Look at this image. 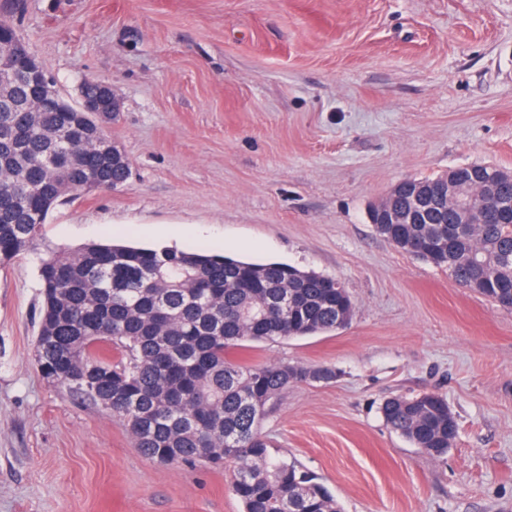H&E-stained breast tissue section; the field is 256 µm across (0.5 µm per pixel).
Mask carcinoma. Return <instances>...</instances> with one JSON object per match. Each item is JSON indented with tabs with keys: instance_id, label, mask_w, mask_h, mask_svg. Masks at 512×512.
<instances>
[{
	"instance_id": "carcinoma-1",
	"label": "carcinoma",
	"mask_w": 512,
	"mask_h": 512,
	"mask_svg": "<svg viewBox=\"0 0 512 512\" xmlns=\"http://www.w3.org/2000/svg\"><path fill=\"white\" fill-rule=\"evenodd\" d=\"M35 90L20 79L0 88V266L38 246L40 226L62 197L94 180L114 189L129 166L112 163L96 119L79 112H20ZM491 211L512 200V182L495 195L471 187ZM458 211L444 205L419 224H386L378 234L395 246L420 241L410 255L459 283H486L490 301L512 295V211L453 234ZM42 302L36 336L44 379L120 418L147 457L175 463L227 457L243 512H341L334 495L295 460L274 457L262 431L283 390L336 373L328 367L233 358L244 342L311 336L336 328L353 312L334 278L282 263H253L210 252L91 243L50 253L40 267ZM117 357L103 356L104 346ZM387 426L433 460L448 454L458 426L434 392L391 397Z\"/></svg>"
}]
</instances>
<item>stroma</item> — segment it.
<instances>
[{"label":"stroma","mask_w":512,"mask_h":512,"mask_svg":"<svg viewBox=\"0 0 512 512\" xmlns=\"http://www.w3.org/2000/svg\"><path fill=\"white\" fill-rule=\"evenodd\" d=\"M70 103L121 102L119 187L52 209L41 252L113 239L207 247L336 278L348 325L254 343L245 363L326 366L263 424L342 512H512V311L376 232L399 181L512 171V0H13ZM39 254L0 267V512H242L222 468L142 455L124 423L36 365ZM441 394L459 435L431 459L380 413Z\"/></svg>","instance_id":"35a3bbf8"}]
</instances>
